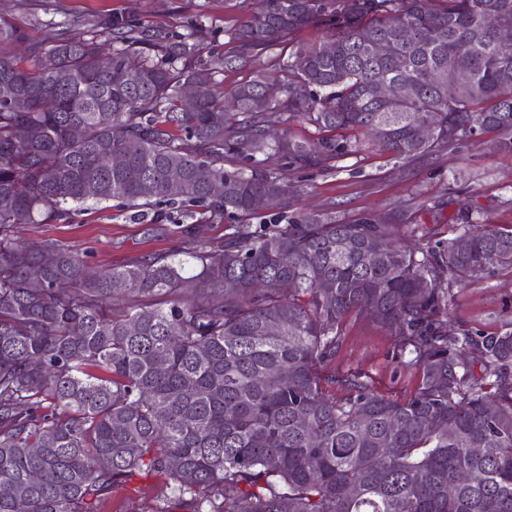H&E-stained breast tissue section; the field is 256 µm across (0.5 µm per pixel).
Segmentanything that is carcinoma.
Segmentation results:
<instances>
[{
  "instance_id": "carcinoma-1",
  "label": "carcinoma",
  "mask_w": 512,
  "mask_h": 512,
  "mask_svg": "<svg viewBox=\"0 0 512 512\" xmlns=\"http://www.w3.org/2000/svg\"><path fill=\"white\" fill-rule=\"evenodd\" d=\"M489 16L512 28V0H265L225 30L221 70L263 55L270 66L228 97L190 34L117 26L110 43L60 38L44 53L0 24V46L30 57L0 51V512H103L141 470L165 481L152 512L170 496L192 512H512V328L458 335L448 323L453 284L512 271V226L468 210L453 236L410 248L367 214L291 210L294 188L274 172L336 170L349 152L329 136L339 130L403 160L485 133L512 155V44ZM324 23L322 42L295 50L306 66L282 59L296 30ZM450 65L467 80H438ZM271 84L281 96L263 97ZM295 120L320 136L269 138ZM426 122L435 133L421 141ZM113 199L236 223L183 257L102 271L16 235ZM265 211L277 219L252 227ZM45 253L56 262L36 287ZM359 317L411 356L410 398L324 375Z\"/></svg>"
}]
</instances>
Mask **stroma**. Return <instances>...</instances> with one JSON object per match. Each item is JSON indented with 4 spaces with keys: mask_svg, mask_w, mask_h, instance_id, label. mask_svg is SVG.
Here are the masks:
<instances>
[{
    "mask_svg": "<svg viewBox=\"0 0 512 512\" xmlns=\"http://www.w3.org/2000/svg\"><path fill=\"white\" fill-rule=\"evenodd\" d=\"M259 10V0H0V17L46 49L63 34L108 37V24L120 22L172 37L194 33L201 46L196 60L207 64L230 51L225 28L250 21ZM346 139L351 150L338 171L292 176L302 210L343 221L371 212L423 244L448 237L457 216L468 209L480 223L512 225V156L490 151L488 135L414 161L363 149L355 132ZM228 225L225 218L195 227L153 213L137 217L110 201L75 206L65 221L21 225L19 234L35 244L59 242L107 269L147 255L189 252L201 240H223ZM448 312L454 327L474 334L512 323V272L454 285ZM327 370L359 374L376 393L397 400L410 398L419 383L394 336L361 318L348 322ZM162 484L158 475L135 473L108 493L107 512H151Z\"/></svg>",
    "mask_w": 512,
    "mask_h": 512,
    "instance_id": "stroma-1",
    "label": "stroma"
}]
</instances>
